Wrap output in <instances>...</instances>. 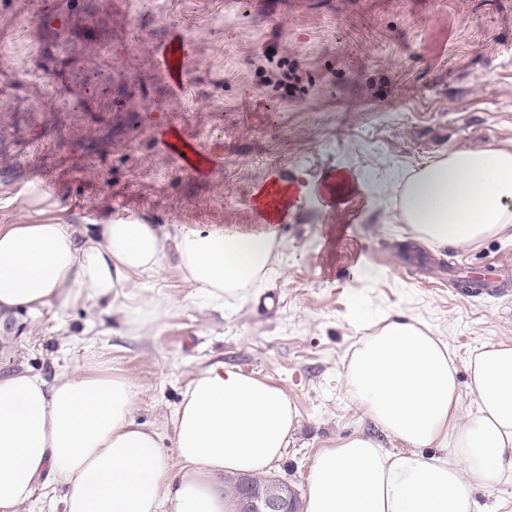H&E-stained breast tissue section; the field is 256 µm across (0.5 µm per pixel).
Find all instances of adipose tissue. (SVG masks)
Here are the masks:
<instances>
[{
  "mask_svg": "<svg viewBox=\"0 0 512 512\" xmlns=\"http://www.w3.org/2000/svg\"><path fill=\"white\" fill-rule=\"evenodd\" d=\"M401 218L412 238L442 249L512 229V151L451 154L404 182ZM165 233L119 218L79 239L69 224L0 227V307L36 311L82 297L108 304L127 325L160 313L127 305L133 277H158ZM177 267L214 302L266 287L275 275V236L176 230ZM361 337L343 375L358 407L388 435L393 451L356 435L316 458L302 512H480L478 490L512 475V344L482 346L469 360L476 407L461 402L449 345L404 315ZM129 378L106 371L47 383L0 378V512H17L38 486H63L64 512H232L227 474H258L279 460L299 423L280 388L215 362L198 370L177 407L168 456L161 435L136 421ZM448 456L426 455V448Z\"/></svg>",
  "mask_w": 512,
  "mask_h": 512,
  "instance_id": "obj_1",
  "label": "adipose tissue"
}]
</instances>
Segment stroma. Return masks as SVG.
Returning a JSON list of instances; mask_svg holds the SVG:
<instances>
[{
  "mask_svg": "<svg viewBox=\"0 0 512 512\" xmlns=\"http://www.w3.org/2000/svg\"><path fill=\"white\" fill-rule=\"evenodd\" d=\"M79 2L56 92L39 64L55 56L53 37L30 33L42 0H0V225L56 221L88 234L122 196L125 216L164 230L259 232L251 199L279 175L308 186L340 168L404 179L456 152L512 150V0H128L118 15L103 0ZM141 11L151 25L137 36L132 17ZM282 14L292 22L285 32ZM173 30L198 62L177 97L155 80L156 47ZM127 45L130 55L117 56ZM283 58L299 66L291 96L266 84ZM129 69L130 83L121 77ZM176 126L216 156L196 176L179 175L161 148ZM31 158L64 210L32 194ZM357 200L353 215L348 205L328 211L314 195L299 197L274 227L278 275L246 298L210 302L171 258L158 278L131 286L137 303L161 304L153 326L129 328L87 299L25 315L0 377L122 374L138 389L137 422L168 438L193 374L223 362L281 388L297 407L299 425L269 472L301 494L318 454L347 437L402 449L346 393L345 364L368 333L352 323L353 304L441 334L469 409V357L487 343L512 344V287L459 298L448 263L484 272L512 255V239L435 249L407 233L398 193Z\"/></svg>",
  "mask_w": 512,
  "mask_h": 512,
  "instance_id": "stroma-1",
  "label": "stroma"
}]
</instances>
